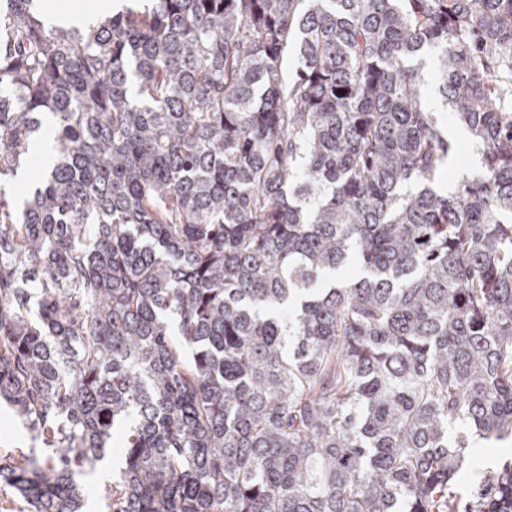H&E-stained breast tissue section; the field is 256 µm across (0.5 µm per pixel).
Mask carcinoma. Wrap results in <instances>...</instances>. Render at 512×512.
<instances>
[{"instance_id": "1", "label": "carcinoma", "mask_w": 512, "mask_h": 512, "mask_svg": "<svg viewBox=\"0 0 512 512\" xmlns=\"http://www.w3.org/2000/svg\"><path fill=\"white\" fill-rule=\"evenodd\" d=\"M0 5V175L57 152L0 198L29 512H79L119 429L113 512H512L509 463L454 491L512 441V0ZM426 54L483 147L451 192ZM56 1L58 5H60L63 8H71V9H80L85 12V15H89V18H97L99 20L105 18V17H98L97 15H107V14H101L96 13V10L93 8V4L96 0H54ZM46 18L51 23H57V22H67L71 25L80 26L83 25L87 19L84 18V14L80 13H71L69 15H61L59 12L56 11V9L53 7V5L48 4L46 5L45 10ZM39 153L43 158L44 165L48 164L52 156V144L41 145ZM33 151L26 160L25 167L17 176H3L0 179V188L4 191V197L14 206L21 205L22 197L36 185L45 173L44 165L41 161L40 154ZM21 185L24 192L18 193L16 186ZM481 448L480 452L473 456L474 460L469 469L465 472V481L477 484L481 482L486 475L487 471L497 470L501 468L504 461H510L512 459V445L510 443H494L484 442L476 446ZM494 447H506V448H494ZM497 450L500 453H490L483 457L485 450Z\"/></svg>"}]
</instances>
